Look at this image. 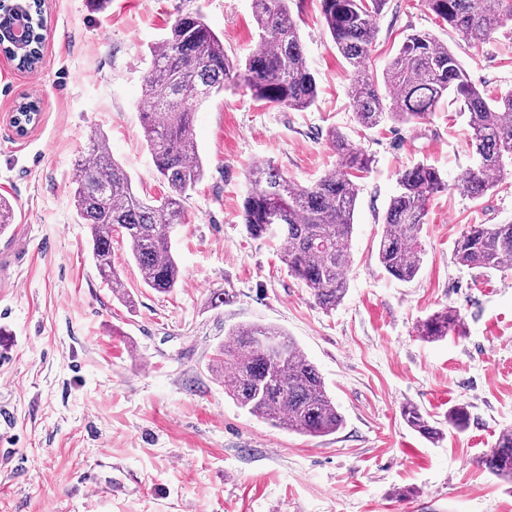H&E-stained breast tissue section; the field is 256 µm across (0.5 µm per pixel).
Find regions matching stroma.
I'll use <instances>...</instances> for the list:
<instances>
[{
  "label": "stroma",
  "mask_w": 512,
  "mask_h": 512,
  "mask_svg": "<svg viewBox=\"0 0 512 512\" xmlns=\"http://www.w3.org/2000/svg\"><path fill=\"white\" fill-rule=\"evenodd\" d=\"M188 10L231 58L257 39L250 0H109L101 10L46 0L37 70L0 54V196L15 214L0 235V512H512V486L479 464L512 429V269L468 268L454 253L466 225L512 220V175L478 199L435 195L419 233L420 273L409 282L388 275L377 243L399 170L425 162L452 182L475 154L464 118L445 104L418 123L361 127L353 74L319 0L292 4L318 86L310 109L228 89L196 113L205 177L172 233L180 285L146 287L118 236L112 260L130 303L99 277L71 192L76 159L101 128L141 196L167 193L141 134V82L151 48ZM376 28L374 78L407 34L425 31L486 94L512 88L506 31L471 47L422 0H388ZM30 99L40 116L21 135L9 116ZM332 128L373 164L358 181L348 291L325 309L289 274L280 239L246 233L241 206L256 162L302 186L331 169ZM446 306L461 312L464 334L420 340L417 322ZM241 324L280 327L302 347L345 419L341 430L277 428L225 394L213 360ZM406 403L439 421L441 441L405 425ZM457 404L471 415L461 433L445 420ZM405 489L413 497L400 499Z\"/></svg>",
  "instance_id": "35a3bbf8"
}]
</instances>
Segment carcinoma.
<instances>
[{
	"label": "carcinoma",
	"mask_w": 512,
	"mask_h": 512,
	"mask_svg": "<svg viewBox=\"0 0 512 512\" xmlns=\"http://www.w3.org/2000/svg\"><path fill=\"white\" fill-rule=\"evenodd\" d=\"M291 0H253L259 37L244 60L234 61L221 39L197 12L180 15L151 51L142 79V136L155 171L169 188L167 195L148 201L132 186L131 177L113 158L107 134L93 130L76 160L71 185L78 223L85 225L92 258L112 295L127 302L130 295L112 265V233L125 238L142 282L167 292L181 282L172 250L173 227L183 223V202L204 178V165L194 133L195 113L229 85L251 98L289 110L305 111L317 99V82L304 55ZM388 0H320L321 15L331 41L350 66V87L357 122L364 128L385 120L427 119L446 98L459 104L477 164L465 170L454 189L472 199L484 196L512 165V90L494 98L472 81L448 44L425 32L407 36L383 72L384 88L369 73L368 61L376 35L375 20ZM424 6L477 47L512 25V0H424ZM34 40L29 56L40 62L43 14L26 6ZM328 142L336 168L317 182L298 186L271 163L249 174L250 188L242 205L246 232L260 238L279 235L288 272L309 288L325 308H333L347 291L346 269L359 186L356 179L371 169L372 159L348 136L331 129ZM398 190L383 218L377 246L379 265L390 276L410 281L419 273L423 249L419 231L430 200L448 189L440 172L417 163L398 172ZM459 264L502 271L512 269V222L469 224L455 243ZM460 313L444 307L417 326L427 342L461 332ZM284 346L281 359L271 360L258 337ZM217 368L224 392L249 413L312 437L338 431L343 417L324 378L302 348L282 330L265 325H238L217 349ZM405 424L427 439L443 433L431 415L414 404L401 408ZM471 419L463 404L448 410L446 420L456 431ZM481 464L498 480L512 485V431L499 435Z\"/></svg>",
	"instance_id": "carcinoma-1"
}]
</instances>
